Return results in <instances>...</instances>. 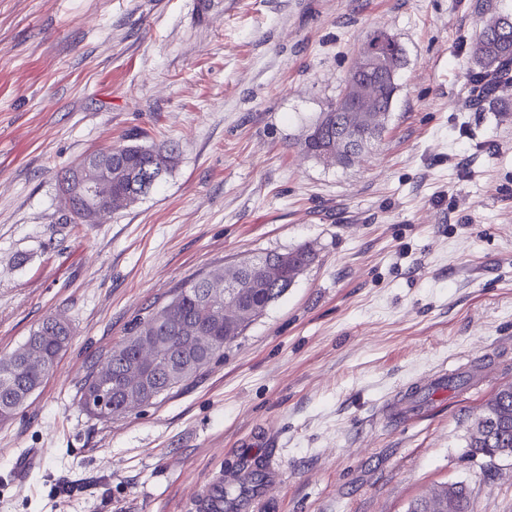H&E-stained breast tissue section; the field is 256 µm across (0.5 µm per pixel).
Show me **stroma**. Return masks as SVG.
<instances>
[{
  "instance_id": "stroma-1",
  "label": "stroma",
  "mask_w": 512,
  "mask_h": 512,
  "mask_svg": "<svg viewBox=\"0 0 512 512\" xmlns=\"http://www.w3.org/2000/svg\"><path fill=\"white\" fill-rule=\"evenodd\" d=\"M512 0H0V355L54 315L72 340L0 422V512H407L443 483L512 512V458L470 430L512 384V87L468 46ZM401 46L380 138L350 165L299 142L368 33ZM137 135L178 160L66 223L56 174ZM315 262L195 377L109 422L86 371L177 289L268 251ZM465 373L461 391L413 385ZM390 414H382L384 405ZM36 454L35 463L21 459ZM276 482L255 486V470ZM98 364L93 363L83 377L79 387L78 403L81 409L90 417L101 421H111L114 417L124 415L122 413L112 414L111 410L103 409L94 400V393L98 382ZM197 512L224 511V475L220 474L197 496L195 501Z\"/></svg>"
}]
</instances>
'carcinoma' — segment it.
<instances>
[{"label":"carcinoma","instance_id":"obj_1","mask_svg":"<svg viewBox=\"0 0 512 512\" xmlns=\"http://www.w3.org/2000/svg\"><path fill=\"white\" fill-rule=\"evenodd\" d=\"M372 47L381 49L384 60L380 67L372 72H359L350 68L343 93L336 102L319 113L315 122L306 130L299 142L301 150L307 155L321 159H339V164L347 165L352 158L360 155L372 142L376 141L381 130L372 132L369 141L357 146L352 156L336 157V141L350 127V121L364 117L368 122H377L379 118L390 112L396 93L399 89L397 75L404 65L401 46L387 33L375 31L368 37L362 50ZM469 55L473 67L468 73L470 81L478 88L482 96L490 98L497 89L512 84V16L497 13L484 21L476 38L469 45ZM104 171L112 174V210L126 208L149 194L144 189V182L157 175L170 171L176 161L175 152L161 145L146 146L138 142L135 136H127V143L113 148L108 152L95 154ZM77 168L71 164L58 174L61 190L71 193L77 187ZM288 256L299 264L303 270L314 263V253L305 246H298L288 251ZM294 284L293 279L283 284L265 288L259 293L245 295L247 301L263 302L267 299H279ZM180 315L185 324L198 325L210 337V342L195 364L168 388L167 394L188 381L203 369L215 356L224 352V345L243 335L251 324L249 320L227 325L216 326L212 323L210 308L196 294H187L180 288L169 302ZM169 326L151 313L142 318L135 326L132 334L115 347L111 354L108 367L114 376L122 373L123 362L135 355L137 339L141 336H166ZM72 338L70 325L56 317L49 316L34 328L26 342L10 355L0 356V421L13 416L37 391L47 372L29 366L25 355L30 350L42 353L51 363L67 350ZM98 382V364L94 363L83 377L79 387L78 403L89 416L110 421L114 418L112 411L98 406L94 393ZM497 415L501 422L493 427L480 439L474 435L469 437L468 447L475 454L494 457L495 449H509L512 457V385L500 393L497 399Z\"/></svg>","mask_w":512,"mask_h":512}]
</instances>
